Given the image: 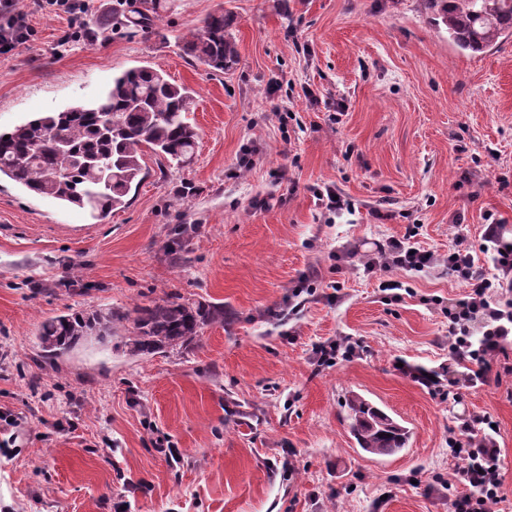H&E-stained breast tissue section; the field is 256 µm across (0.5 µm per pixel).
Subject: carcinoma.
Masks as SVG:
<instances>
[{"label": "carcinoma", "instance_id": "1", "mask_svg": "<svg viewBox=\"0 0 512 512\" xmlns=\"http://www.w3.org/2000/svg\"><path fill=\"white\" fill-rule=\"evenodd\" d=\"M448 30V42L462 52L482 53L512 36V0H424ZM159 0H124L118 24L149 28ZM234 19L224 13L208 16L183 39L184 54L214 71L230 70L238 60L232 32ZM193 90L166 79L151 66L128 69L112 78V86L95 104L73 105L42 113L6 132L0 130V177L29 192L86 208L98 220L126 205L132 187L143 174V157L150 151L171 168L194 158L198 140L188 114ZM190 239L180 224L163 242V250L178 254ZM132 323L125 344L133 355L163 349H186L201 330L224 323V305L203 304L166 295L131 311L98 309L44 320L38 342L51 356L63 355L90 336H110L112 327ZM350 432L364 452L391 456L406 448L410 430L361 394L348 395Z\"/></svg>", "mask_w": 512, "mask_h": 512}]
</instances>
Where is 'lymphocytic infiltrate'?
<instances>
[{"instance_id": "lymphocytic-infiltrate-1", "label": "lymphocytic infiltrate", "mask_w": 512, "mask_h": 512, "mask_svg": "<svg viewBox=\"0 0 512 512\" xmlns=\"http://www.w3.org/2000/svg\"><path fill=\"white\" fill-rule=\"evenodd\" d=\"M416 235V230L412 229L402 238L387 240L377 257L365 263V271L426 272L436 267L441 262L432 253L415 247ZM482 249L496 270L495 276H488L472 248L461 241L449 250L445 262L441 263L449 275L465 280L469 286L468 294L457 302L455 313L448 316L452 359L464 366L466 372L463 377L445 383L432 380L423 370L405 367V374L432 392H440L444 387L455 391L485 385L498 365L505 373H512L511 364L498 362L512 342V239H505L497 225L491 224L485 230ZM477 314L482 315L485 329L475 338L470 336L466 324ZM496 435L489 416L472 415L449 436L454 457L463 462L462 467L454 471L452 480L466 488L465 493L453 499L452 512H491L492 506L500 502V448Z\"/></svg>"}]
</instances>
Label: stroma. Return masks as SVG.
Segmentation results:
<instances>
[{
    "label": "stroma",
    "mask_w": 512,
    "mask_h": 512,
    "mask_svg": "<svg viewBox=\"0 0 512 512\" xmlns=\"http://www.w3.org/2000/svg\"><path fill=\"white\" fill-rule=\"evenodd\" d=\"M14 6L31 36L0 55L1 130L149 65L194 90L200 137L183 169L145 154L140 186L102 221L0 179V412L19 421H0V512H451L448 436L472 414L497 424L495 510L512 512V374L451 398L400 370L463 374L448 312L467 283L364 271L414 225L440 259L466 234L483 265L487 225L512 236V37L461 53L420 0H162L133 37L119 0L75 21ZM219 11L239 54L225 73L181 50ZM325 184L353 210L326 212ZM177 224L196 234L170 256ZM167 294L223 304L226 320L139 357L127 323L58 358L37 344L60 313ZM344 338L355 356L321 361ZM353 391L410 429L407 448L358 447Z\"/></svg>",
    "instance_id": "obj_1"
}]
</instances>
